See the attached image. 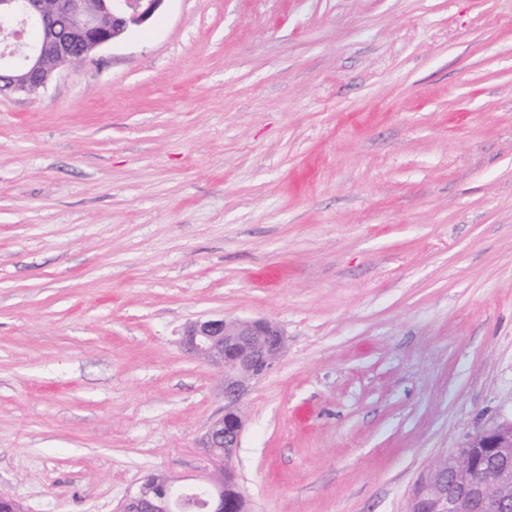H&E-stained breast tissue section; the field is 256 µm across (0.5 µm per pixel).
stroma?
I'll list each match as a JSON object with an SVG mask.
<instances>
[{"instance_id":"stroma-1","label":"stroma","mask_w":512,"mask_h":512,"mask_svg":"<svg viewBox=\"0 0 512 512\" xmlns=\"http://www.w3.org/2000/svg\"><path fill=\"white\" fill-rule=\"evenodd\" d=\"M265 319L246 512H408L512 420V0H165L0 92V490L115 512L208 466L198 318Z\"/></svg>"}]
</instances>
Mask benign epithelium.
Returning <instances> with one entry per match:
<instances>
[{
  "instance_id": "benign-epithelium-1",
  "label": "benign epithelium",
  "mask_w": 512,
  "mask_h": 512,
  "mask_svg": "<svg viewBox=\"0 0 512 512\" xmlns=\"http://www.w3.org/2000/svg\"><path fill=\"white\" fill-rule=\"evenodd\" d=\"M166 0H0L14 21L0 52V89L35 94L63 67L146 25ZM186 351L221 370L224 414L211 424L203 448L215 465L199 482L208 490L204 512H242L243 495L230 482L224 461L235 455L244 421L238 402L249 384L272 372L285 337L265 320L208 318L189 323ZM177 480L152 474L129 495L118 512H183L191 494L176 500ZM411 503L417 512H512V421L468 437L464 448L429 471Z\"/></svg>"
}]
</instances>
